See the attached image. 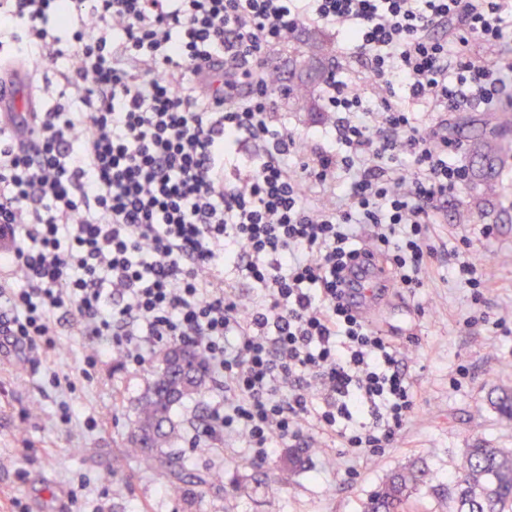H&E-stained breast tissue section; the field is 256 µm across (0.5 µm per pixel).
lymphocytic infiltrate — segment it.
<instances>
[{
  "label": "lymphocytic infiltrate",
  "mask_w": 512,
  "mask_h": 512,
  "mask_svg": "<svg viewBox=\"0 0 512 512\" xmlns=\"http://www.w3.org/2000/svg\"><path fill=\"white\" fill-rule=\"evenodd\" d=\"M329 29L334 120L283 121L269 50ZM512 0H0V74L60 71L61 100L0 114V339L32 365L76 316L141 365L194 350L221 397L190 446L210 467L318 435L384 455L416 393L399 344L343 297L379 258L422 288L430 227L465 185L428 113L502 104ZM252 290L242 304L236 289Z\"/></svg>",
  "instance_id": "f902f5d3"
}]
</instances>
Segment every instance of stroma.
<instances>
[{
  "instance_id": "1",
  "label": "stroma",
  "mask_w": 512,
  "mask_h": 512,
  "mask_svg": "<svg viewBox=\"0 0 512 512\" xmlns=\"http://www.w3.org/2000/svg\"><path fill=\"white\" fill-rule=\"evenodd\" d=\"M336 51L329 31L304 30L278 55L279 73L320 88L318 73L331 69ZM495 122V113L474 105L449 115L448 134L463 141L459 159L469 180L449 203L443 223L431 227L433 240L450 248L460 236L470 239L491 283L483 291L484 305H473L471 289L449 278L444 257L428 267L416 294L392 289L366 316L402 344L417 386L415 413L393 448L357 459L351 475L320 438L310 442L303 467L294 472L281 471L276 457L254 465L239 448L225 454L223 469L216 471L219 488L164 492L163 473L145 468L127 451L139 400L160 367L159 354L141 366L122 364L114 354L86 368L89 349L69 320L41 365L0 347V512H363L387 474L408 461H421L448 481L458 476L466 448L479 442L512 448V424L492 405L499 390H512V335L464 324L470 315L512 319V153L499 154L497 178L484 180L475 152L478 131ZM489 210L495 233L487 238ZM55 370L73 384L67 396L50 385ZM217 397L209 384L175 407L179 436L173 446L183 455H191L192 427ZM63 398L74 412L67 424L58 406Z\"/></svg>"
}]
</instances>
